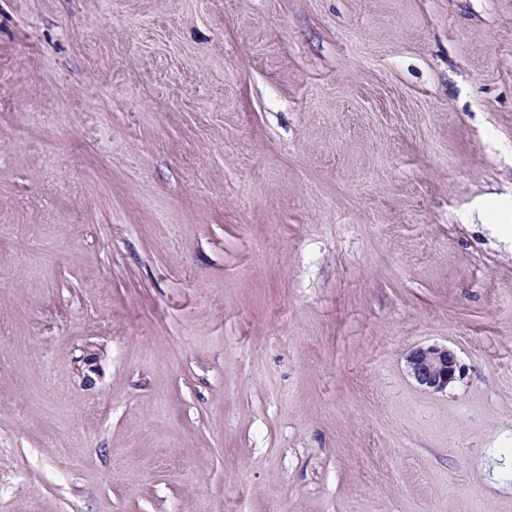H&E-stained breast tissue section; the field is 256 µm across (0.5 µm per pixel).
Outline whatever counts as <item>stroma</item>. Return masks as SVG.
<instances>
[{
	"mask_svg": "<svg viewBox=\"0 0 512 512\" xmlns=\"http://www.w3.org/2000/svg\"><path fill=\"white\" fill-rule=\"evenodd\" d=\"M1 477L512 512V0H0ZM407 368L418 385L435 392L447 390L462 373L455 353L436 345L412 350L407 356Z\"/></svg>",
	"mask_w": 512,
	"mask_h": 512,
	"instance_id": "stroma-1",
	"label": "stroma"
}]
</instances>
